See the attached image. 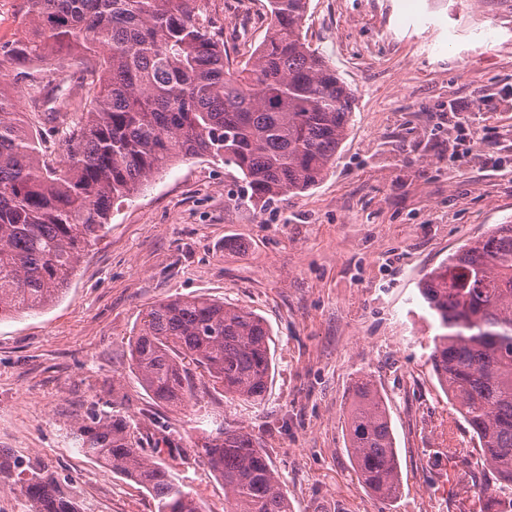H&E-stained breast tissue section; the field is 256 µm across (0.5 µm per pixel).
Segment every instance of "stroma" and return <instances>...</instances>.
<instances>
[{
  "label": "stroma",
  "mask_w": 512,
  "mask_h": 512,
  "mask_svg": "<svg viewBox=\"0 0 512 512\" xmlns=\"http://www.w3.org/2000/svg\"><path fill=\"white\" fill-rule=\"evenodd\" d=\"M265 0H200L232 62L248 53L234 17ZM309 0L304 34L355 90L333 168L312 189L253 208L236 168L187 157L116 200L62 298L0 318V512H30L20 481L50 474L78 512H155L150 494L73 445L89 416L122 413L145 448L174 433L176 473L203 512L224 487L196 448L212 418L259 441L293 512H478L490 473L431 370L438 323L419 286L450 254L512 221V0ZM33 27L28 0H0V45ZM56 55L17 66L4 85L30 124L49 68L94 67ZM490 103L482 111L481 98ZM471 105L456 122L449 104ZM487 139L462 145V126ZM204 295L262 317L272 333L266 397L254 403L201 381L187 406L157 405L130 367L152 304ZM384 396L400 485L383 498L353 468L351 387ZM453 447L442 460L435 449Z\"/></svg>",
  "instance_id": "1"
}]
</instances>
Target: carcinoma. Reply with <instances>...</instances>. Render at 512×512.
Returning <instances> with one entry per match:
<instances>
[{
  "instance_id": "obj_1",
  "label": "carcinoma",
  "mask_w": 512,
  "mask_h": 512,
  "mask_svg": "<svg viewBox=\"0 0 512 512\" xmlns=\"http://www.w3.org/2000/svg\"><path fill=\"white\" fill-rule=\"evenodd\" d=\"M33 30L3 48L19 65L63 50L97 58L41 116L58 141L56 160L0 87V317L38 310L63 293L112 203L184 157L235 167L254 205L318 184L344 142L355 91L303 34L308 0H267L262 43L237 67L197 11V0H30ZM438 322L430 360L453 409L471 429L495 490L480 512L512 501V224H496L448 256L420 283ZM271 332L260 316L203 295L152 305L131 342L143 388L166 407L194 396L202 370L226 394L260 402L272 371ZM346 430L354 470L391 498L399 465L390 417L372 381L352 388ZM77 449L145 488L157 512H202L149 455L121 414L73 431ZM204 462L224 484V512H291L285 486L254 436L220 427L201 443ZM31 512H77L44 473L23 485Z\"/></svg>"
}]
</instances>
